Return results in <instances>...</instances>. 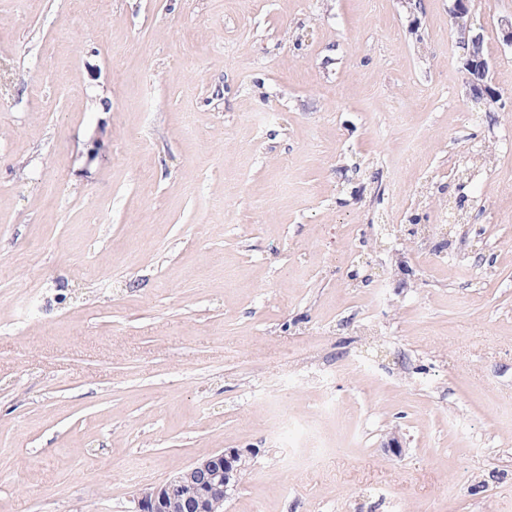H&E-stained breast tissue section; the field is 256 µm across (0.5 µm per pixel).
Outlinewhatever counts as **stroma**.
Returning a JSON list of instances; mask_svg holds the SVG:
<instances>
[{"mask_svg":"<svg viewBox=\"0 0 512 512\" xmlns=\"http://www.w3.org/2000/svg\"><path fill=\"white\" fill-rule=\"evenodd\" d=\"M0 0V512H512V0ZM398 432L405 449L385 443ZM463 20L465 22L469 20V10L468 15L465 16ZM469 32H472L469 39L470 45L468 48L463 49L460 59L462 61L463 68L471 76L473 91L474 89L483 86L481 81L486 77V73L489 70V64L483 55L481 35L474 33L473 28L467 22L466 36ZM256 455L252 448H225L197 460L153 490H141L136 497L135 512H163L164 504L183 487L192 485L197 491L196 512H224V504L215 510L212 505L223 500L237 486L241 470L248 469ZM195 492L187 488L171 499L165 512H195Z\"/></svg>","mask_w":512,"mask_h":512,"instance_id":"35a3bbf8","label":"stroma"}]
</instances>
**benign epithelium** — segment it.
<instances>
[{
  "instance_id": "7a95c632",
  "label": "benign epithelium",
  "mask_w": 512,
  "mask_h": 512,
  "mask_svg": "<svg viewBox=\"0 0 512 512\" xmlns=\"http://www.w3.org/2000/svg\"><path fill=\"white\" fill-rule=\"evenodd\" d=\"M466 32L470 33L469 47L463 50L461 61L471 76L472 88L477 89L482 86L489 64L483 55L481 35L470 26ZM255 455L253 448H226L200 459L153 489L140 491L135 512H164L165 502L187 485L197 491L196 512H215L213 504L236 488L240 472L249 468Z\"/></svg>"
}]
</instances>
